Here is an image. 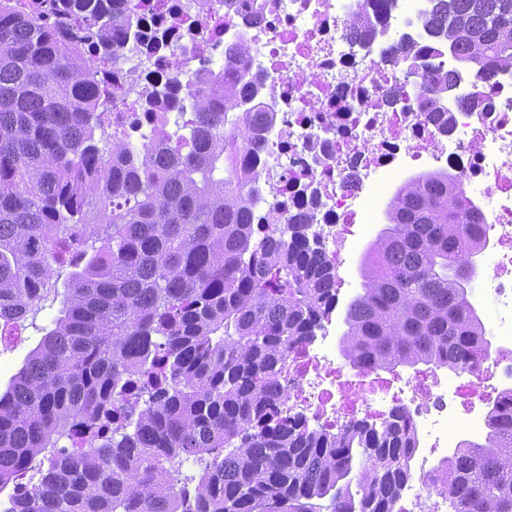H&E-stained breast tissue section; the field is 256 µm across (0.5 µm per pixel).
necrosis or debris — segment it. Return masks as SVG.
I'll list each match as a JSON object with an SVG mask.
<instances>
[{
	"label": "necrosis or debris",
	"instance_id": "necrosis-or-debris-1",
	"mask_svg": "<svg viewBox=\"0 0 512 512\" xmlns=\"http://www.w3.org/2000/svg\"><path fill=\"white\" fill-rule=\"evenodd\" d=\"M139 35L123 39L101 74V94L135 145L153 123L135 103L150 90L191 112L194 94L224 82L243 59L240 86L266 113L238 163L259 181L256 223L306 224L336 272L347 244L372 219L384 179L411 168L456 176L465 195L483 190L479 231L491 243L480 316L497 345L488 358L448 375L422 364L409 374L336 360L327 326L292 348L277 383L280 417L337 431L363 419H409L417 446L413 475L394 512H417L424 478L455 445V429L482 436L495 404L512 402V70L481 79L460 68L424 27L431 0H369L354 24L347 0H134ZM448 75V113L422 107L418 77ZM194 79L193 92L183 87Z\"/></svg>",
	"mask_w": 512,
	"mask_h": 512
}]
</instances>
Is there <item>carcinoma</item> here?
Listing matches in <instances>:
<instances>
[{
    "mask_svg": "<svg viewBox=\"0 0 512 512\" xmlns=\"http://www.w3.org/2000/svg\"><path fill=\"white\" fill-rule=\"evenodd\" d=\"M423 23L471 72L512 68V0H434ZM137 27L132 0L110 14L0 0V326L69 268L61 316L0 394L8 512H315L325 498L330 512H393L417 447L402 411L335 433L269 424L280 365L337 289L308 225L250 223L254 177L236 166L255 116L236 94L244 64L197 99L174 149L164 123L133 146L108 133L89 58L107 63ZM420 88L428 111L448 112V76ZM387 219L346 307L345 360L460 371L486 357L470 299L478 207L455 176L427 172ZM189 459L201 472L181 479ZM430 481L452 512H512V405Z\"/></svg>",
    "mask_w": 512,
    "mask_h": 512,
    "instance_id": "1",
    "label": "carcinoma"
}]
</instances>
